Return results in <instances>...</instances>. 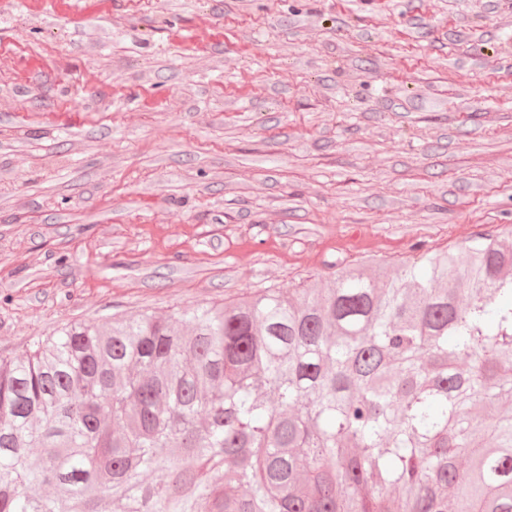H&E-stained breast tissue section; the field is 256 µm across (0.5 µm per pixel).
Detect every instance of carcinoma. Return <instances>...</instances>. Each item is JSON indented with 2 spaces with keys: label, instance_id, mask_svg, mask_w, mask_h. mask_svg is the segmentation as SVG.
Returning <instances> with one entry per match:
<instances>
[{
  "label": "carcinoma",
  "instance_id": "1",
  "mask_svg": "<svg viewBox=\"0 0 512 512\" xmlns=\"http://www.w3.org/2000/svg\"><path fill=\"white\" fill-rule=\"evenodd\" d=\"M512 244L0 358V512H512Z\"/></svg>",
  "mask_w": 512,
  "mask_h": 512
}]
</instances>
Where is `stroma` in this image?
Instances as JSON below:
<instances>
[{
    "instance_id": "stroma-1",
    "label": "stroma",
    "mask_w": 512,
    "mask_h": 512,
    "mask_svg": "<svg viewBox=\"0 0 512 512\" xmlns=\"http://www.w3.org/2000/svg\"><path fill=\"white\" fill-rule=\"evenodd\" d=\"M512 230V0H0V356Z\"/></svg>"
}]
</instances>
